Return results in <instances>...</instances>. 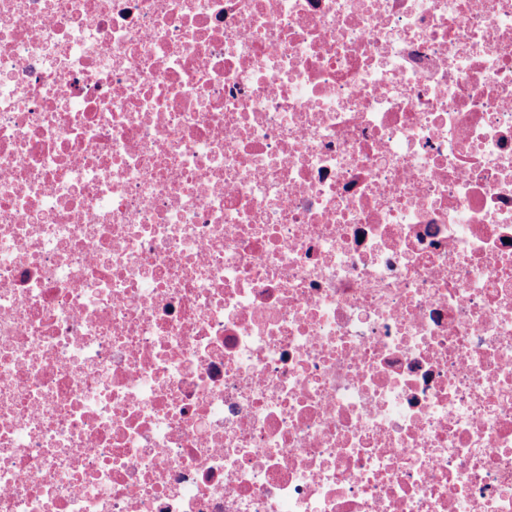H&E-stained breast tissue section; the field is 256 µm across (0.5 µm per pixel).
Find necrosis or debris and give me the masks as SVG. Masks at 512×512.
<instances>
[{"mask_svg":"<svg viewBox=\"0 0 512 512\" xmlns=\"http://www.w3.org/2000/svg\"><path fill=\"white\" fill-rule=\"evenodd\" d=\"M0 512H512V0H0Z\"/></svg>","mask_w":512,"mask_h":512,"instance_id":"necrosis-or-debris-1","label":"necrosis or debris"}]
</instances>
